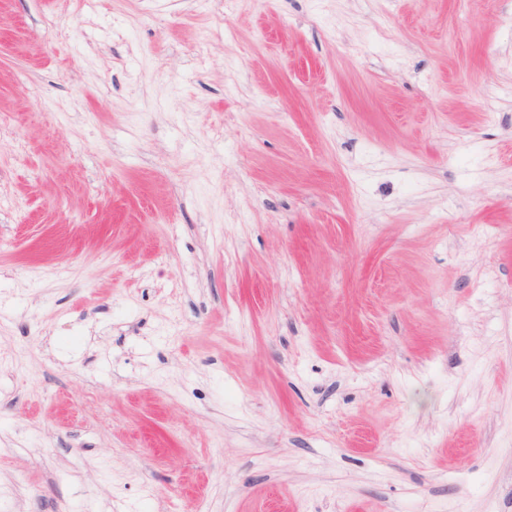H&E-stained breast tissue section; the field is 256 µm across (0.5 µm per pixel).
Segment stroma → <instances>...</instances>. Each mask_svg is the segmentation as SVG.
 Listing matches in <instances>:
<instances>
[{"instance_id":"stroma-1","label":"stroma","mask_w":512,"mask_h":512,"mask_svg":"<svg viewBox=\"0 0 512 512\" xmlns=\"http://www.w3.org/2000/svg\"><path fill=\"white\" fill-rule=\"evenodd\" d=\"M0 512H512V0H0Z\"/></svg>"}]
</instances>
